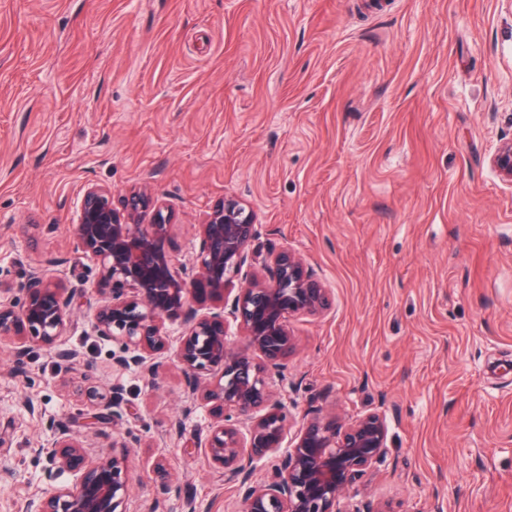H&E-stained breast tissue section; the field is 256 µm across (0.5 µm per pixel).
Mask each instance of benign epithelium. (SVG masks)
Masks as SVG:
<instances>
[{"instance_id":"obj_1","label":"benign epithelium","mask_w":512,"mask_h":512,"mask_svg":"<svg viewBox=\"0 0 512 512\" xmlns=\"http://www.w3.org/2000/svg\"><path fill=\"white\" fill-rule=\"evenodd\" d=\"M500 178L512 184V137L491 157ZM151 222L143 223L146 213ZM172 211L145 188L115 200L99 185L85 188L77 204L75 245L96 270L92 328L119 346L115 366L156 378L171 369L182 374L191 396L186 416L199 405H213L209 437L197 444L208 463L235 488L243 512H388L366 501L340 510L347 491L386 455L389 420L368 412L341 422L320 409L309 410L297 433L286 440L289 411L278 388L288 384V360L296 351L292 321L320 315L332 306L330 289L294 251L270 255L261 274L249 273V246L256 215L239 198L216 203L199 225L191 275L176 267L170 251ZM0 282V340L12 344L16 360L33 346L55 351L63 363L77 353L65 347L70 311L78 288L36 270L26 298L15 309ZM217 304L202 313L193 301ZM180 322L176 348L167 324ZM245 347L229 350V337ZM122 386L112 385L96 418L112 423L127 415ZM51 441L33 452L45 455L52 490L26 501L22 512H126L129 496L127 449L134 442H112V454L90 450L66 423H52ZM273 460L264 480H254L255 464ZM72 480L56 483L62 474ZM155 487L167 494L174 475L167 463L153 464Z\"/></svg>"}]
</instances>
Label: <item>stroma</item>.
<instances>
[{
  "mask_svg": "<svg viewBox=\"0 0 512 512\" xmlns=\"http://www.w3.org/2000/svg\"><path fill=\"white\" fill-rule=\"evenodd\" d=\"M509 138L512 0H0V279L22 305L53 258L85 291L75 364L0 341V512L49 490L32 449L59 418L98 453L141 439L128 512L243 508L195 448L211 417L182 415L179 372L114 371L90 334L72 223L90 183L148 187L186 267L196 224L237 196L256 261L288 248L325 282L331 309L293 323L286 398L298 417L387 413L356 501L512 512V184L490 164ZM116 381L132 415L87 429L85 387Z\"/></svg>",
  "mask_w": 512,
  "mask_h": 512,
  "instance_id": "35a3bbf8",
  "label": "stroma"
}]
</instances>
